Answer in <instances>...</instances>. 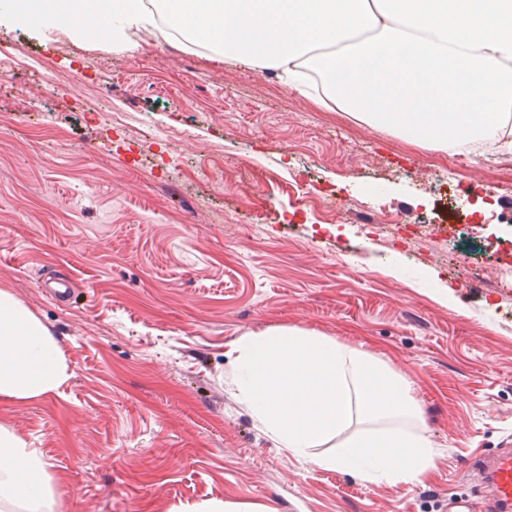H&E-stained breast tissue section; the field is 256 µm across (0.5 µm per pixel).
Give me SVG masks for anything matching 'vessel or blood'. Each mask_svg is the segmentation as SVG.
Returning a JSON list of instances; mask_svg holds the SVG:
<instances>
[{
  "mask_svg": "<svg viewBox=\"0 0 512 512\" xmlns=\"http://www.w3.org/2000/svg\"><path fill=\"white\" fill-rule=\"evenodd\" d=\"M466 467L476 473L482 496L451 494L448 512H512V442L503 441L498 453L476 456Z\"/></svg>",
  "mask_w": 512,
  "mask_h": 512,
  "instance_id": "1",
  "label": "vessel or blood"
}]
</instances>
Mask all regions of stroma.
<instances>
[{
	"label": "stroma",
	"instance_id": "1",
	"mask_svg": "<svg viewBox=\"0 0 512 512\" xmlns=\"http://www.w3.org/2000/svg\"><path fill=\"white\" fill-rule=\"evenodd\" d=\"M1 45L0 288L72 377L0 398V425L45 452L66 512H442L472 491L464 461L512 437V292L487 245L512 241V155L448 157L170 36L118 53L4 20ZM368 210L422 234L365 233ZM62 274L59 302L42 284ZM275 326L410 383L439 450L420 480L368 484L255 427L226 381L238 339Z\"/></svg>",
	"mask_w": 512,
	"mask_h": 512
}]
</instances>
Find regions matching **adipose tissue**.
<instances>
[{
	"mask_svg": "<svg viewBox=\"0 0 512 512\" xmlns=\"http://www.w3.org/2000/svg\"><path fill=\"white\" fill-rule=\"evenodd\" d=\"M36 13L87 38L111 13L108 39L190 20L225 58L273 67L291 91L357 122L456 156L506 142L487 107L512 106V0H0V17ZM232 384L256 428L295 458L368 483L417 481L437 450L409 383L365 352L297 327L235 344ZM69 378L49 328L0 289V397L25 402ZM44 454L0 426V512H65Z\"/></svg>",
	"mask_w": 512,
	"mask_h": 512,
	"instance_id": "adipose-tissue-1",
	"label": "adipose tissue"
}]
</instances>
